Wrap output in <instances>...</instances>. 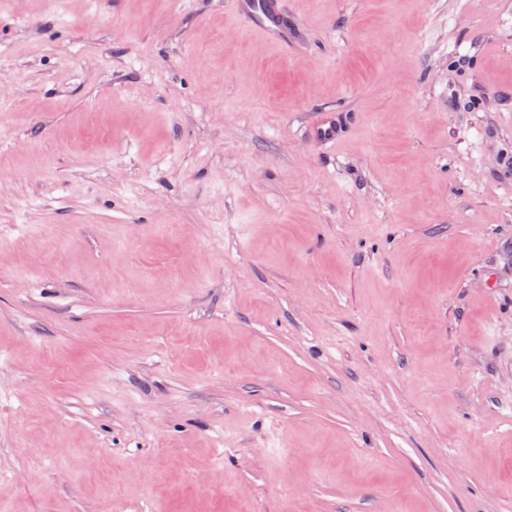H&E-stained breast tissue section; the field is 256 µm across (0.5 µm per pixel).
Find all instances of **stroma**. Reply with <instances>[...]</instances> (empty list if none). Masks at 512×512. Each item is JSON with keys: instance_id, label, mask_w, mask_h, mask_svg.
<instances>
[{"instance_id": "1", "label": "stroma", "mask_w": 512, "mask_h": 512, "mask_svg": "<svg viewBox=\"0 0 512 512\" xmlns=\"http://www.w3.org/2000/svg\"><path fill=\"white\" fill-rule=\"evenodd\" d=\"M224 2L0 0V512H512V0ZM231 10L240 21L266 41H275L288 49V20L279 0H230ZM305 137L322 148L335 152L336 146L343 137L342 125L336 112L319 113L307 124Z\"/></svg>"}]
</instances>
